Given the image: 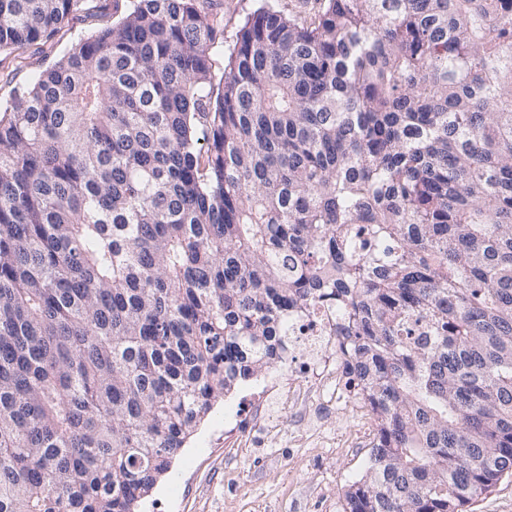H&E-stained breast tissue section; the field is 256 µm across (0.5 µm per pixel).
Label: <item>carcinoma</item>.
<instances>
[{
	"label": "carcinoma",
	"mask_w": 512,
	"mask_h": 512,
	"mask_svg": "<svg viewBox=\"0 0 512 512\" xmlns=\"http://www.w3.org/2000/svg\"><path fill=\"white\" fill-rule=\"evenodd\" d=\"M82 0H0V52ZM126 0L0 106V512H135L336 309L372 412L342 512L512 471V0ZM264 0H214L211 5L213 11L224 15V48L221 47L214 54L213 73L215 79L219 80L224 74V59L228 55V45L234 39L235 33L243 23L247 15L254 12ZM277 10L298 18L307 20L315 18L323 7V0H271L269 2Z\"/></svg>",
	"instance_id": "obj_1"
}]
</instances>
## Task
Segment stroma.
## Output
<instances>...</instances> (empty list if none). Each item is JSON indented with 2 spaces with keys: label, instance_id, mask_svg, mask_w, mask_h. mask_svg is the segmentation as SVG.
Segmentation results:
<instances>
[{
  "label": "stroma",
  "instance_id": "1",
  "mask_svg": "<svg viewBox=\"0 0 512 512\" xmlns=\"http://www.w3.org/2000/svg\"><path fill=\"white\" fill-rule=\"evenodd\" d=\"M122 13L115 0H84L53 40L1 53L0 102ZM288 377L286 364H275L217 402L141 512H341L345 488L367 466L369 442L352 414L322 399H314V423L300 440L294 433L305 413L272 396L255 409L260 393ZM218 429L221 439L201 455V441Z\"/></svg>",
  "mask_w": 512,
  "mask_h": 512
}]
</instances>
